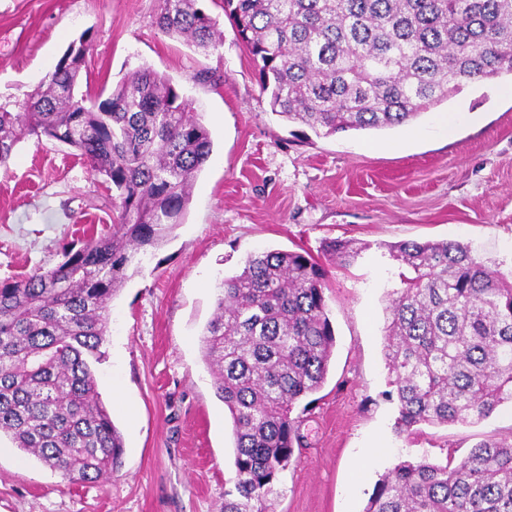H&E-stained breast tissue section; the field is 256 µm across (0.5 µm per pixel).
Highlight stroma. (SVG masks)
Masks as SVG:
<instances>
[{"label":"stroma","mask_w":512,"mask_h":512,"mask_svg":"<svg viewBox=\"0 0 512 512\" xmlns=\"http://www.w3.org/2000/svg\"><path fill=\"white\" fill-rule=\"evenodd\" d=\"M202 4L224 35L215 51L162 34L160 0H0V102L25 99L83 37L90 94L151 68L194 101L213 142L183 223L138 255L110 304L94 370L124 439L121 469L72 484L1 438L0 512H222L231 419L199 343L214 287L248 253L319 259L335 238L364 251L353 266L325 265L333 355L301 425L304 445L275 484L274 512H363L400 461L441 462L485 435L512 436L511 404L475 424L397 434L384 359L388 294L400 285L389 245L459 241L512 278V97L503 93L512 76L468 84L403 126L319 137L272 114L221 0ZM449 113L457 119L444 138L437 122ZM114 217L110 191L78 151L22 140L0 167V280L56 265L64 246L110 231Z\"/></svg>","instance_id":"35a3bbf8"}]
</instances>
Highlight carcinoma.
Wrapping results in <instances>:
<instances>
[{
    "label": "carcinoma",
    "mask_w": 512,
    "mask_h": 512,
    "mask_svg": "<svg viewBox=\"0 0 512 512\" xmlns=\"http://www.w3.org/2000/svg\"><path fill=\"white\" fill-rule=\"evenodd\" d=\"M271 112L318 137L416 119L466 83L512 75V0H222ZM156 27L201 48L222 44L198 0H162ZM85 50L68 46L12 112L0 105V166L27 136L76 149L108 189L112 231L63 251L52 268L0 281V435L72 483L122 465L124 442L101 400L110 301L136 255L183 223L211 136L169 79L141 68L104 100L78 91ZM363 247L323 244L350 265ZM406 269L390 293L384 356L395 429L467 425L512 403V282L458 241L390 246ZM324 266L264 250L215 286L200 337L230 415L233 475L224 512H271L274 486L303 447L333 348ZM364 512H512V439L486 436L444 463L403 460Z\"/></svg>",
    "instance_id": "obj_1"
}]
</instances>
